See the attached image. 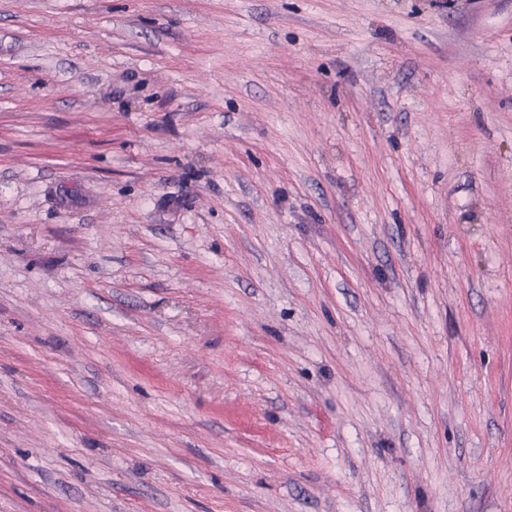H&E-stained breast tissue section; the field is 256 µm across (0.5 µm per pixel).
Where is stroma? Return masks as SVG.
<instances>
[{
  "label": "stroma",
  "instance_id": "35a3bbf8",
  "mask_svg": "<svg viewBox=\"0 0 512 512\" xmlns=\"http://www.w3.org/2000/svg\"><path fill=\"white\" fill-rule=\"evenodd\" d=\"M0 512H512V0H0Z\"/></svg>",
  "mask_w": 512,
  "mask_h": 512
}]
</instances>
